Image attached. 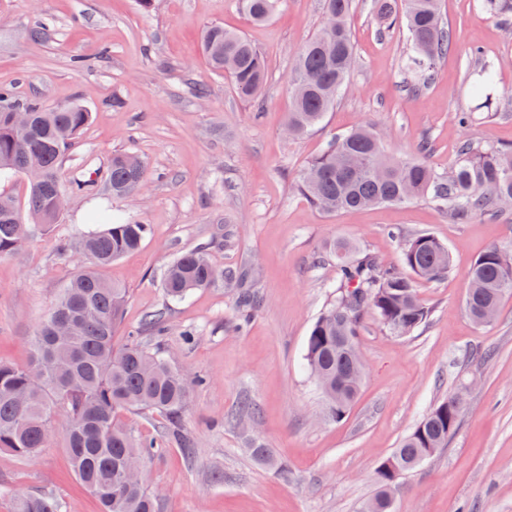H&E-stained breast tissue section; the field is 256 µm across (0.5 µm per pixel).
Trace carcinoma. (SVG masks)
Segmentation results:
<instances>
[{
	"instance_id": "carcinoma-1",
	"label": "carcinoma",
	"mask_w": 512,
	"mask_h": 512,
	"mask_svg": "<svg viewBox=\"0 0 512 512\" xmlns=\"http://www.w3.org/2000/svg\"><path fill=\"white\" fill-rule=\"evenodd\" d=\"M278 0H242L255 23L269 19ZM388 23L405 26L409 42L408 69L418 90L436 61L453 46V36L440 17L438 0H403L401 9L383 0L375 3ZM482 11L501 20L512 18V0H482ZM327 20L298 50L289 75L290 105L286 126L301 138L318 126L345 90L354 64L349 18L353 0H324ZM211 70L231 78L243 99L255 98L267 80L260 51L241 33L220 25L210 27L201 43ZM512 105V95L497 90L487 65L475 71L470 106L460 113L466 127L475 112L498 111ZM21 108L30 126L12 121ZM91 112L80 104L45 109L0 87V177L26 175L33 168L42 177L27 182L24 205L0 194V256L19 251L27 242L35 218L41 228L57 223L56 198L65 194L58 171L74 140L88 126ZM453 170L440 173L425 162L386 154L377 133L360 125L336 136L304 166L296 190L312 206L338 213L382 204H404L426 198L448 211L455 221L474 215L496 217L512 207V148L479 145L466 139ZM147 179L143 162H131L128 152L112 155L109 190L127 196ZM95 223L103 228L61 246L78 251L87 264L61 288L29 346L22 366L0 363V450L32 457L48 445L55 426L62 437L79 482L98 500L102 512H159V495L144 478L146 460L159 451L156 443L138 438L122 424L128 410L165 416L170 441L191 448L181 428L187 378L176 371L164 353L135 343L119 346L114 338L122 323L126 289L107 281L102 270L120 256L139 249L149 229L139 222H114L107 212ZM336 255V297L313 323L306 341V368L316 379L328 415L342 418L357 397L364 365L352 356L358 346V327L366 314L375 316L391 335L407 336L426 323L431 310L421 299L418 282H435L448 274L447 246L429 234H415L401 242L403 270L384 265L353 244L333 243ZM238 280L237 272L214 266L199 248L177 256L165 271L162 287L171 300L217 282ZM465 309L483 324L497 316L512 294V247L493 245L468 272ZM465 410L453 394L427 411L390 456L395 469L379 465L374 498L380 512H391L398 479L418 467L432 453L447 447ZM14 512H66L55 494L17 498Z\"/></svg>"
}]
</instances>
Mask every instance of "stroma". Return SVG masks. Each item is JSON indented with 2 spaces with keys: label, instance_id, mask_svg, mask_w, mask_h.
<instances>
[{
  "label": "stroma",
  "instance_id": "stroma-1",
  "mask_svg": "<svg viewBox=\"0 0 512 512\" xmlns=\"http://www.w3.org/2000/svg\"><path fill=\"white\" fill-rule=\"evenodd\" d=\"M355 63L345 94L322 124L300 139L284 131L288 73L303 42L320 27L324 0H279L273 17L250 22L239 0H0V87L53 109L74 102L92 114L64 157L66 206L50 230L35 231L16 254L0 257V362L20 365L79 256L60 240L85 233L107 203L113 217L148 225L136 251L104 271L126 288L116 338L136 334L161 347L188 375L182 428L194 441L150 457L145 476L161 512H360L375 492V471L421 417L460 392L465 411L447 448L402 476L394 512H512V296L498 320L475 325L464 309L467 275L495 244L512 242V210L459 223L424 200L328 214L294 189L302 167L338 134L367 123L394 157H419L450 170L461 141L512 146V109L456 119L470 102L469 71L489 65L512 91V20L481 14L479 0H440L454 45L417 92L405 89L404 30L379 25L371 0H354ZM214 24L243 32L268 72L262 112L215 75L200 52ZM40 29L39 38L29 35ZM431 149L420 153L421 140ZM145 162V186L130 197L108 193L114 153ZM428 233L451 255L448 274L418 285L431 315L408 336L365 316L359 347L366 374L341 420L304 369L310 328L332 299L343 238L385 264H401L403 236ZM206 247L213 264L242 285L216 284L172 301L161 285L182 252ZM261 303L248 322L238 294ZM163 313L168 332L143 328ZM262 445L270 463L251 450ZM50 491L67 512H99L75 479L59 438L25 458L0 451V512L23 494Z\"/></svg>",
  "mask_w": 512,
  "mask_h": 512
}]
</instances>
